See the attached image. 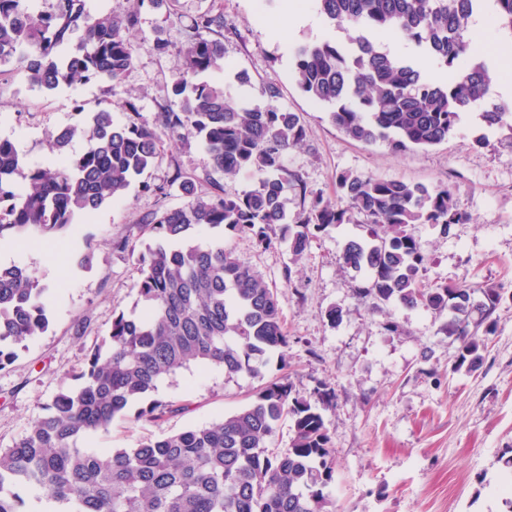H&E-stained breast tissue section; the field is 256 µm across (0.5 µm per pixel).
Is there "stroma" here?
Segmentation results:
<instances>
[{
    "mask_svg": "<svg viewBox=\"0 0 512 512\" xmlns=\"http://www.w3.org/2000/svg\"><path fill=\"white\" fill-rule=\"evenodd\" d=\"M223 14L224 69L216 80L229 84L237 101L265 105L275 88L279 107L297 113L307 136L284 157L285 170L301 175L309 190L336 199V176L369 174L433 186L455 187L471 221L450 234L420 224L415 233L428 258V282L492 284L505 298L487 337L481 365L453 372L457 349L443 328L447 315L391 306L381 311L360 304L355 288L364 275L343 269L339 253L347 240L365 235L350 223L317 232L301 260L287 246L265 249L248 234L215 229L200 233V244L223 239L244 263L276 288L288 335V372L300 394L318 383L336 389L325 411L336 472L328 493L336 512H512L503 484L512 479L503 465L512 456V128L486 127L480 111L512 107V94L492 84L482 108L462 113L456 133L439 145L393 153L384 143L365 145L346 138L325 108L305 96L293 79L294 50L302 43L332 40L347 44L351 30L329 27L314 8L311 21L289 26L288 0H174L170 9L144 7L133 33L135 57L120 83L88 82L46 94L33 88L24 71H0V139L11 140L25 164L54 160L56 132L84 124L108 106L115 122L129 120L124 101L139 119L155 125L173 106L171 87L181 68L177 54L189 41L191 17ZM168 43L162 53L158 43ZM485 138L486 147L475 146ZM194 179L200 193L223 189L234 195L251 180L213 169L194 139L163 136L161 150L142 182L120 201L63 233L46 239L27 234L0 243V266L30 269L48 290V330L29 339L11 365L0 370V448H8L43 415L61 384L72 383L94 344L106 338L115 316L142 310L135 282L137 259L155 234L146 223L162 208L185 198L170 180L174 172ZM164 184L168 195L143 191V183ZM127 242L125 252L113 250ZM66 267L67 277L56 274ZM343 310L331 323V307ZM399 328L391 332L388 320ZM270 360L262 378L226 377L222 368L194 366L162 381L155 398L187 410L157 422L126 417L109 432L90 435L87 449L133 448L146 437H164L219 421L248 401L262 380L278 376Z\"/></svg>",
    "mask_w": 512,
    "mask_h": 512,
    "instance_id": "obj_1",
    "label": "stroma"
}]
</instances>
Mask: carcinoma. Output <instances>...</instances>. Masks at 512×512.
<instances>
[{"mask_svg": "<svg viewBox=\"0 0 512 512\" xmlns=\"http://www.w3.org/2000/svg\"><path fill=\"white\" fill-rule=\"evenodd\" d=\"M164 2L134 0L123 13L92 15L84 0H57L49 12L34 10L32 0H0V64L16 63L44 92L117 83L134 60L129 32L139 10ZM483 2L316 0L329 26L360 35L348 47L329 40L299 46L295 81L328 107L331 122L352 141L382 142L394 152L440 144L455 133L459 114L479 106L489 91L490 72L467 39ZM493 5L495 22L512 35V0ZM190 28L193 39L178 50L182 65L172 87L177 109L160 113L159 127L134 119L117 124L112 109L101 108L86 126L59 130L51 144L57 159L25 174L15 144L0 139V240L29 231L54 237L77 217L122 198L157 157L160 128L199 140L214 169L252 181L241 194L201 195L192 178L176 172L172 182L186 201L147 220L159 242L138 258L135 288L145 312L113 318L75 383L61 387L12 447L0 448V512H27L15 492L20 486L39 490L54 512H336L326 492L335 461L324 411L336 400L327 384L304 397L281 376L208 426L147 437L135 448L81 446L88 435L126 418L159 382L193 365L220 367L229 378L260 377L272 351L285 365L288 336L277 292L224 240L194 242L198 228L249 234L265 248L285 244L296 262L315 232L357 217L367 235L347 241L339 262L370 274L368 284L355 289L358 301L376 310L396 304L448 313L444 331L457 344L456 370L478 366L494 332L504 289L423 280L426 256L415 225L432 224L447 235L470 220L453 189L342 172L336 203L323 202L282 166L284 155L305 139L299 117L273 103L240 106L224 83L208 80L224 69V15L199 14ZM364 30H396L437 66L462 75L435 84L410 61L381 50ZM78 136L86 147L72 155L68 148ZM20 174L27 179L22 189L16 185ZM290 190L303 202L295 219L286 212ZM48 326L47 288L35 273L0 267V369L12 364L15 347ZM186 409L152 400L136 419L157 421ZM284 419L293 438L286 448H271Z\"/></svg>", "mask_w": 512, "mask_h": 512, "instance_id": "obj_1", "label": "carcinoma"}]
</instances>
